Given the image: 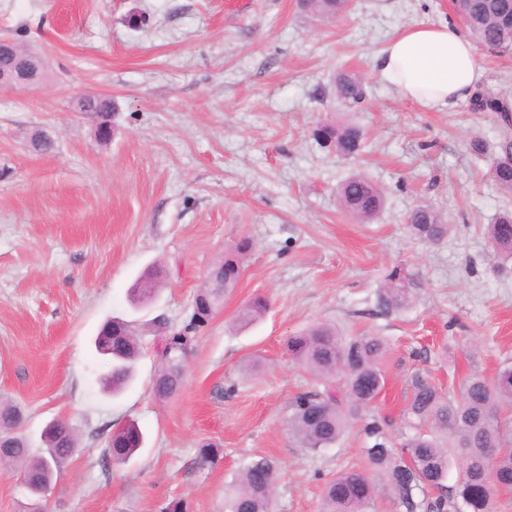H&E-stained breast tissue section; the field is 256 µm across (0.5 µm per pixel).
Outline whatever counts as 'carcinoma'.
Segmentation results:
<instances>
[{"label":"carcinoma","instance_id":"cac0c4a2","mask_svg":"<svg viewBox=\"0 0 512 512\" xmlns=\"http://www.w3.org/2000/svg\"><path fill=\"white\" fill-rule=\"evenodd\" d=\"M304 3L323 16H335L346 7V0ZM453 7L477 45L499 56L512 54V0H454ZM336 97L353 104L362 102V80L339 76ZM92 107L97 111L99 131L119 111L118 103L109 97L96 99ZM314 137L346 158L356 156L363 145L360 129L351 124H321ZM511 151L512 139L504 140L489 165L491 181L510 194L512 164L505 157ZM337 197L342 208L360 223L376 218L385 203L381 188L361 173L344 178L337 186ZM407 227L412 235L429 243L448 235V225L439 211L427 204L409 212ZM488 237L495 249L512 254V211L500 213L488 225ZM251 250V241L243 239L211 269L213 277H224V287L198 289L188 320L177 326L165 320L155 324L152 389L158 399H170L181 390L197 334L236 288ZM166 277L167 270L161 265L145 271L133 288V304L140 307L150 302ZM411 301L406 278L394 270L378 295L376 312L388 316ZM267 310L265 298H254L239 311V327L253 325ZM94 347L111 363L101 378L104 392L120 393L135 375L142 351L140 332L132 322L114 317L104 323ZM287 350L316 384L338 378L345 387L340 397L328 387L322 391L313 388L293 398L288 432L297 444L311 450L330 448L354 421L362 422L366 439L361 452L370 470H345L329 480L323 491L322 512H373L376 471L384 476L386 489L405 512H491L494 492L512 489V362L502 364L491 381L479 376L465 378L456 396L443 394L419 372L410 375L401 412L403 427L394 443L385 433L390 419L375 407L386 385L384 365L390 348L384 337L369 332L345 338L335 328L317 324L289 337ZM21 418L19 406L0 402V464L18 469L30 494L25 512H45L53 482L78 452V437L69 423L58 420L54 431L44 438V448L34 453L22 431ZM143 442L138 426L128 421L119 438L105 440L102 460L125 463ZM453 469L455 482L449 486ZM277 481L278 469L272 461L265 457L251 460L224 486V512H274Z\"/></svg>","mask_w":512,"mask_h":512}]
</instances>
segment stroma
Wrapping results in <instances>:
<instances>
[{
    "label": "stroma",
    "mask_w": 512,
    "mask_h": 512,
    "mask_svg": "<svg viewBox=\"0 0 512 512\" xmlns=\"http://www.w3.org/2000/svg\"><path fill=\"white\" fill-rule=\"evenodd\" d=\"M451 0H350L322 17L302 0H0V38L40 52L45 76L0 89V399L21 407L32 448L65 418L80 453L48 494L50 512H159L187 500L220 512L224 484L254 458L277 462L276 512H320L326 481L364 467L350 428L334 447H299L286 426L309 375L289 336L315 323L384 336L391 357L379 413L398 418L418 372L441 390L493 378L512 358V258L494 256L486 228L512 194L469 149L497 147L512 126L463 101L425 109L404 100L374 60L400 29L455 20ZM485 92L512 101V56L477 51ZM357 75L362 103L336 97ZM107 94L120 110L100 141L76 103ZM364 134L343 158L313 138L317 123ZM55 142L34 151V133ZM363 172L384 191L371 223L355 221L336 188ZM450 231L432 244L405 220L418 203ZM253 243L237 287L199 333L182 390L152 392L145 350L119 396L92 341L112 317L182 322L207 272L240 239ZM168 278L133 310L129 290L151 265ZM400 268L411 304L376 315L379 289ZM270 302L247 329L253 297ZM259 361L255 375L244 372ZM132 421L145 443L124 464L101 460L104 427ZM220 450L211 464L197 450ZM268 301L263 297H256L245 305L237 315L239 327L245 328L260 320L268 310Z\"/></svg>",
    "instance_id": "1"
}]
</instances>
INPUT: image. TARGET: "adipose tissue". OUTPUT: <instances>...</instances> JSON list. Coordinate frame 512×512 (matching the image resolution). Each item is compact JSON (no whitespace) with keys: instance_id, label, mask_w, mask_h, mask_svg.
<instances>
[{"instance_id":"obj_1","label":"adipose tissue","mask_w":512,"mask_h":512,"mask_svg":"<svg viewBox=\"0 0 512 512\" xmlns=\"http://www.w3.org/2000/svg\"><path fill=\"white\" fill-rule=\"evenodd\" d=\"M376 64L402 98L428 109L467 99L485 76L472 42L451 22L405 27Z\"/></svg>"}]
</instances>
